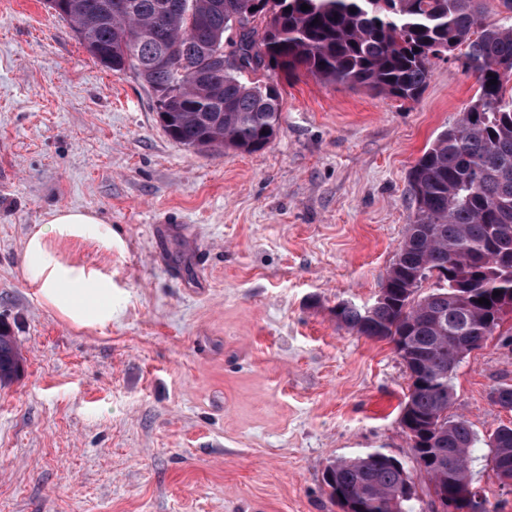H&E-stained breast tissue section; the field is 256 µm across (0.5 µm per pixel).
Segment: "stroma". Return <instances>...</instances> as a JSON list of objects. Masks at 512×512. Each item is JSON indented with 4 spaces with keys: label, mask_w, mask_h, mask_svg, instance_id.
Instances as JSON below:
<instances>
[{
    "label": "stroma",
    "mask_w": 512,
    "mask_h": 512,
    "mask_svg": "<svg viewBox=\"0 0 512 512\" xmlns=\"http://www.w3.org/2000/svg\"><path fill=\"white\" fill-rule=\"evenodd\" d=\"M277 81L261 151L171 140L150 90L103 68L45 0H0V328L20 376L0 385V512H339L334 460L380 451L412 472L408 372L390 343L339 326L377 299L412 218L408 172L477 94L435 61L421 97L303 75ZM58 207L94 211L56 241L112 278V321L80 327L26 280L24 243ZM512 346L489 337L452 378L450 415L479 438L473 477L496 512L512 489L484 441L512 411Z\"/></svg>",
    "instance_id": "obj_1"
}]
</instances>
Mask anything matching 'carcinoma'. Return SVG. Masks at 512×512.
I'll use <instances>...</instances> for the list:
<instances>
[{
  "mask_svg": "<svg viewBox=\"0 0 512 512\" xmlns=\"http://www.w3.org/2000/svg\"><path fill=\"white\" fill-rule=\"evenodd\" d=\"M128 2L129 12L116 14L112 0H69L60 18L89 42L93 58L109 61L106 69L133 71L154 93L166 134L199 152L252 153L274 137L279 90L249 81L250 71H302L414 100L433 61L459 51L477 97L409 173L414 215L388 272L391 292L370 307L340 304L336 319L360 336L409 338L423 374L405 406L430 432L420 440L421 462L450 495L474 484L478 438L466 420L443 412L457 368L501 327L502 306L512 304V235L503 231L512 230V98L502 74L512 67V24L484 23V0H183L181 12L167 10L170 0ZM189 13L204 14L206 24L188 26ZM164 43L175 47L173 61L154 67ZM224 46L232 48L231 70L214 65L212 53ZM420 272L440 281L412 304L406 289ZM21 370L14 339L1 329L0 382ZM491 399L512 411V384L495 387ZM485 446L492 470L506 463L512 472V426H499ZM403 471L375 451L335 461L325 483L331 500L360 503L363 512H413Z\"/></svg>",
  "mask_w": 512,
  "mask_h": 512,
  "instance_id": "1",
  "label": "carcinoma"
}]
</instances>
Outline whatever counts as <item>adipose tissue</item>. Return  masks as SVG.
I'll return each mask as SVG.
<instances>
[{
    "mask_svg": "<svg viewBox=\"0 0 512 512\" xmlns=\"http://www.w3.org/2000/svg\"><path fill=\"white\" fill-rule=\"evenodd\" d=\"M91 224L98 225L101 241L111 242V227L100 224L95 213L71 207L51 212L26 240L24 271L42 297L71 321L104 325L112 320L111 277L77 263L60 262L51 250L52 242L84 237Z\"/></svg>",
    "mask_w": 512,
    "mask_h": 512,
    "instance_id": "adipose-tissue-1",
    "label": "adipose tissue"
}]
</instances>
